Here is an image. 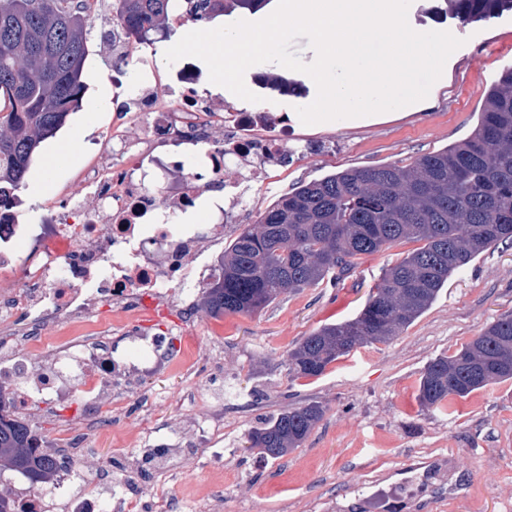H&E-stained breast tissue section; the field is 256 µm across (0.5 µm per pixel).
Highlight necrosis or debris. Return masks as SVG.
<instances>
[{"label":"necrosis or debris","instance_id":"4bbe7bcc","mask_svg":"<svg viewBox=\"0 0 512 512\" xmlns=\"http://www.w3.org/2000/svg\"><path fill=\"white\" fill-rule=\"evenodd\" d=\"M185 74L178 98L158 83L142 87L143 106L132 122H116L108 145L83 170L86 193L22 225L15 203L0 205V388L8 409L23 416L31 399L65 402L82 392L91 417L110 426L124 409L123 395L157 364L192 366L202 351L175 350L165 337L146 336L131 324L140 301L157 300L182 316L195 315V293L219 272L212 249L243 220L237 187L258 185L280 165L291 133L284 116L245 112L201 97ZM234 170V181L224 179ZM223 202L211 203L205 227L183 225L213 184ZM27 237L19 253L16 241ZM124 332L111 342L114 329ZM92 344H83V337ZM458 462L439 456L416 463L404 477L375 491L353 490L325 512H416L425 502L459 495ZM0 493L15 512H133L138 500L105 495L102 486L73 485L59 472L45 491L16 474L0 475Z\"/></svg>","mask_w":512,"mask_h":512}]
</instances>
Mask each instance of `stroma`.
Masks as SVG:
<instances>
[{"mask_svg": "<svg viewBox=\"0 0 512 512\" xmlns=\"http://www.w3.org/2000/svg\"><path fill=\"white\" fill-rule=\"evenodd\" d=\"M112 2L98 0L86 60L109 90L110 104L94 111L90 98H83L42 143L18 192L22 223H42L47 203L84 195L81 170L101 147L121 105L139 99L144 76L157 75L171 96L182 89L176 79L181 65L166 64L164 53L188 25L170 20L135 46L121 64L123 82H113L100 60L102 32L125 38L113 28ZM421 2L412 0L408 9L412 29L448 31L464 44L449 57L442 86L407 110L356 126L336 120L306 125L296 110L316 97L308 75L262 63L247 69L245 83L267 79L260 96L267 108L287 115L295 134L287 162L264 185L242 186L247 223H258L300 183L350 168L409 165L471 134L487 89L512 67V12L462 26L440 14L420 15ZM274 79L281 89L271 87ZM415 247L405 241L360 256L349 274L284 294L250 315L210 316L201 288L193 320L138 310L141 332L202 346L208 360L178 375L157 366L129 396L125 420L107 430L87 418L79 393L64 403L34 398L25 420L48 448L55 447L60 432H75L73 446L63 451L76 462L74 479L88 477V461L97 458L119 493L160 485L161 495L151 497L144 512H166L171 499L180 502L182 512H199L196 490L208 481L224 486L220 512H321L323 503L349 487L369 486L386 470L409 467L418 457L448 453L458 460L464 493L434 503L430 512H512V380L488 384L442 411L424 407L418 398L421 374L431 360L512 312V244L484 251L450 277L432 306L399 336L358 348L320 377L296 380L288 373V352L296 343L321 326L355 317L384 270ZM309 402L320 403L325 413L300 448L279 459L246 450L250 430L282 409ZM160 435L182 448L186 461L162 482L150 464ZM218 444L224 448L220 464L209 454Z\"/></svg>", "mask_w": 512, "mask_h": 512, "instance_id": "obj_1", "label": "stroma"}]
</instances>
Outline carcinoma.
I'll use <instances>...</instances> for the list:
<instances>
[{
    "label": "carcinoma",
    "mask_w": 512,
    "mask_h": 512,
    "mask_svg": "<svg viewBox=\"0 0 512 512\" xmlns=\"http://www.w3.org/2000/svg\"><path fill=\"white\" fill-rule=\"evenodd\" d=\"M206 23L269 0H115L129 39L147 40L174 2ZM97 0H0V198L15 197L41 142L61 127L85 93L86 32ZM462 24L512 11V0H443ZM402 241L422 246L387 268L352 319L325 325L288 352L295 379L321 376L368 342L400 335L425 313L454 273L488 248L512 243V70L487 91L478 126L464 141L409 166L351 168L299 186L244 228L224 252L206 292L208 312H258L281 295L341 277L355 260ZM512 379V315L424 368L426 407L466 398ZM317 402L285 409L252 430L248 447L277 459L300 447L322 419ZM43 438L0 415V462L40 486L57 460Z\"/></svg>",
    "instance_id": "carcinoma-1"
}]
</instances>
